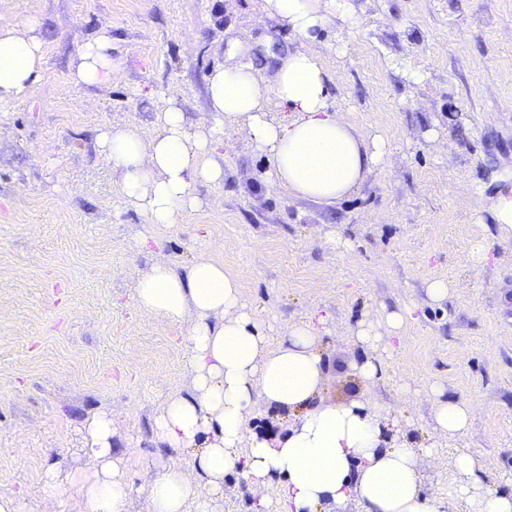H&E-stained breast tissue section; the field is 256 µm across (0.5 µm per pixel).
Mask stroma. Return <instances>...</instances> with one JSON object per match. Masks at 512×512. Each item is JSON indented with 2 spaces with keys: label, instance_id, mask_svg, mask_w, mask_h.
Instances as JSON below:
<instances>
[{
  "label": "stroma",
  "instance_id": "obj_1",
  "mask_svg": "<svg viewBox=\"0 0 512 512\" xmlns=\"http://www.w3.org/2000/svg\"><path fill=\"white\" fill-rule=\"evenodd\" d=\"M0 15L37 19L45 54L29 95L0 104L1 495L42 512L54 496L44 472L84 466L81 422L107 410L131 450L129 510L148 512L150 426L192 378L177 329L138 312L134 286L155 262L182 273L203 252L239 277L270 340L326 317L324 401L401 407L399 438L437 449L420 472L427 493L447 491L457 448L512 490V240L490 213L512 173V0H349L316 49L331 104L385 143L364 182L334 203L289 197L269 187L271 161L243 130L224 147L223 180L196 183L197 206L172 224L125 200L99 134L151 140L171 106L208 124L206 79L231 63L235 38L258 58L307 40L265 0H0ZM104 33L121 78L64 91L83 45ZM144 234L159 248L141 250ZM437 280L451 285L440 302L428 294ZM399 311L398 353L364 379L359 324ZM441 396L475 404L460 438L434 431Z\"/></svg>",
  "mask_w": 512,
  "mask_h": 512
}]
</instances>
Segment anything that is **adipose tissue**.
I'll use <instances>...</instances> for the list:
<instances>
[{
	"mask_svg": "<svg viewBox=\"0 0 512 512\" xmlns=\"http://www.w3.org/2000/svg\"><path fill=\"white\" fill-rule=\"evenodd\" d=\"M344 2L266 0L268 15L310 46L278 56L269 76L248 54L213 70L209 125L191 128L183 112L170 107L158 113L150 143L131 128L100 135L99 155L113 181L150 223H174L193 205L195 183L222 181L214 157L243 128L272 161L271 187L333 202L361 185L384 144L366 142L330 105L327 74L312 47ZM43 67V41L33 22L0 17V103L25 96ZM119 76L112 39L101 36L82 47L66 87L101 86ZM271 100L284 119L269 118ZM134 301L141 312L185 326V365L193 376L191 391L168 393L153 419L152 442L167 461L149 486V512H224V481L235 476L246 481L253 512H341L353 494L363 512H444L450 499L463 500L466 512H512V492L490 486L464 450L454 457L447 495L425 493L419 469L434 459V448L391 439L394 411L318 401L323 367L313 324L289 325L269 348L257 313L243 301L240 279L208 255L197 256L183 274L155 263L136 283ZM402 323L396 312L387 314L382 333L360 323L355 336L366 354L364 378L382 373V337L397 335ZM260 404L292 414V424L277 433L248 429L247 417ZM82 439L86 468L66 472L54 464L46 485L68 494V512H128L131 488L120 465L129 450L111 413L87 415ZM273 484L278 492L271 496Z\"/></svg>",
	"mask_w": 512,
	"mask_h": 512,
	"instance_id": "adipose-tissue-1",
	"label": "adipose tissue"
}]
</instances>
